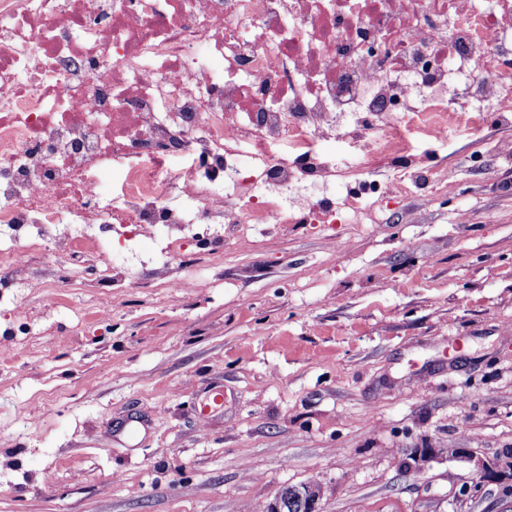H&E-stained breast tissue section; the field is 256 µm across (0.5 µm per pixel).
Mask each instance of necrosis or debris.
Wrapping results in <instances>:
<instances>
[{"mask_svg":"<svg viewBox=\"0 0 512 512\" xmlns=\"http://www.w3.org/2000/svg\"><path fill=\"white\" fill-rule=\"evenodd\" d=\"M497 98L512 0H0V288L26 278L37 236L63 283L122 228L156 241L177 295L192 240L213 254L259 224L370 218L337 215L342 168L320 142L416 180L417 136L452 112L478 131Z\"/></svg>","mask_w":512,"mask_h":512,"instance_id":"1","label":"necrosis or debris"}]
</instances>
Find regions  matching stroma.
<instances>
[{"mask_svg":"<svg viewBox=\"0 0 512 512\" xmlns=\"http://www.w3.org/2000/svg\"><path fill=\"white\" fill-rule=\"evenodd\" d=\"M509 141L449 122L431 189L259 225L175 298L137 262L50 292L32 252L0 290V512H263L308 482L321 512H512L475 465L512 451Z\"/></svg>","mask_w":512,"mask_h":512,"instance_id":"1","label":"stroma"}]
</instances>
